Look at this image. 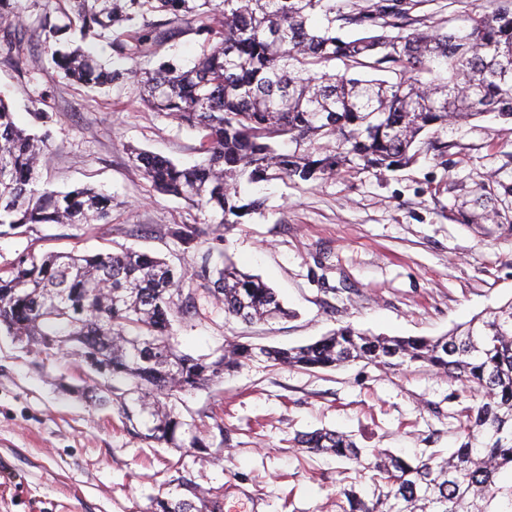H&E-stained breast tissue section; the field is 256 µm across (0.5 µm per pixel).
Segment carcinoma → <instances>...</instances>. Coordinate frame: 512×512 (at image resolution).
Masks as SVG:
<instances>
[{"mask_svg":"<svg viewBox=\"0 0 512 512\" xmlns=\"http://www.w3.org/2000/svg\"><path fill=\"white\" fill-rule=\"evenodd\" d=\"M83 35L112 40L131 62L106 70L91 53L71 47L68 24L41 23L52 57L65 76L91 89L115 80H143V103L201 134L202 160L190 167L135 153L157 193L180 198L219 224H239L260 208L242 202L240 187L282 176L308 183L345 168L395 171L412 163L424 132L494 114L512 120V7L469 18L458 31L392 33L382 21L346 15L336 0H64ZM166 18L149 20L154 13ZM199 22L202 54L189 69L161 62L143 75L139 60L156 54L163 27L188 15ZM363 27L344 39L336 17ZM339 61L344 72L327 71ZM390 72L392 80L360 71ZM46 137L18 127L0 98V236L24 225L108 221L109 197L93 187L68 192L40 187L37 171ZM191 269L177 273L160 257L133 249L93 255L26 253L0 269V333L49 357L66 351L85 365L82 395L94 407L115 409L135 439L169 448L185 441L191 424L176 411L188 393L221 381L257 356L283 367L330 369L350 361L400 367L421 363L448 373L479 396L461 410L462 441L440 459L412 463L388 452L370 462L347 435L327 429L297 435L299 448L356 464L369 476L371 498L343 489L346 512H512V299L477 316L461 333L439 338L369 336L342 327L314 343L260 347L233 343L193 357L171 343L173 325L198 315L199 300L220 306L245 324L288 315L259 277L224 261L198 224L168 229ZM151 512H222L204 495L158 500Z\"/></svg>","mask_w":512,"mask_h":512,"instance_id":"cac0c4a2","label":"carcinoma"}]
</instances>
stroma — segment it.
Segmentation results:
<instances>
[{
	"mask_svg": "<svg viewBox=\"0 0 512 512\" xmlns=\"http://www.w3.org/2000/svg\"><path fill=\"white\" fill-rule=\"evenodd\" d=\"M504 0H416L403 33L460 29L471 14ZM15 38L0 36V98L18 126L49 134L41 180L68 191L92 185L112 198L105 224H38L0 237V267L26 252L94 254L126 246L191 258L167 230L205 216L153 192L130 159L140 148L191 166L197 132L147 108L139 84L100 91L65 80L43 20L61 22L58 0H15ZM196 23L169 26L157 52L190 62ZM48 116L37 122L36 113ZM447 152L422 146L396 172L341 173L312 184L285 178L245 187L260 212L222 229L224 254L260 276L290 318L244 325L202 303L201 317L176 326L182 352L207 355L235 340L291 347L349 326L381 336L436 338L512 299V121L487 115L448 126ZM492 196L478 206L476 187ZM74 355L48 358L0 334V512H150L154 500L218 497L226 512H343L348 463L294 447L296 434L328 428L365 451L408 458L460 445L456 378L421 365L362 362L308 372L259 357L223 383L182 395L177 407L200 454L132 438L112 409L70 393Z\"/></svg>",
	"mask_w": 512,
	"mask_h": 512,
	"instance_id": "obj_1",
	"label": "stroma"
}]
</instances>
